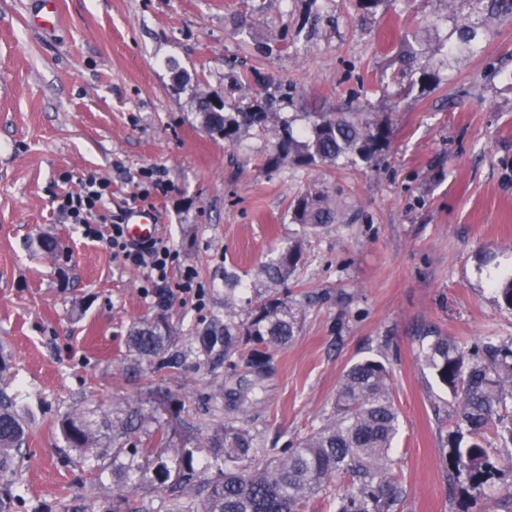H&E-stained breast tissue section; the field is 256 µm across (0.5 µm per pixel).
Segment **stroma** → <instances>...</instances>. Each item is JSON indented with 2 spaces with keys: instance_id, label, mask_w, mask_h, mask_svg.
<instances>
[{
  "instance_id": "35a3bbf8",
  "label": "stroma",
  "mask_w": 512,
  "mask_h": 512,
  "mask_svg": "<svg viewBox=\"0 0 512 512\" xmlns=\"http://www.w3.org/2000/svg\"><path fill=\"white\" fill-rule=\"evenodd\" d=\"M29 0H0V348L7 388L31 434L10 512H107L122 473L102 448L82 464L55 423L76 406L136 404L156 424L141 447L193 450L214 413L244 422L262 446L282 447L329 413L343 372L375 357L390 369L400 412L392 467L405 512H496L512 472L483 490H451L445 417L459 400L417 361L438 331L464 349L512 342V311L495 279L512 271V9L500 0H61L53 36L26 22ZM177 60L188 87L175 89ZM434 84L419 80L420 68ZM231 107L272 96L295 125L309 112L390 118L393 138L370 164L269 167L277 130L237 145L200 125L193 91ZM165 172L155 188L153 170ZM110 182L108 214L156 212L205 293L155 303L142 274L112 255L109 225L69 223L57 209L87 172ZM325 190L336 222L308 230L295 197ZM42 234L58 260L32 250ZM303 239L295 278L278 286L300 329L265 367L223 349L199 350L224 323V274L242 298L237 322L265 294L260 265ZM162 321L185 361L136 367L133 322Z\"/></svg>"
}]
</instances>
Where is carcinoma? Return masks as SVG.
I'll return each instance as SVG.
<instances>
[{"mask_svg":"<svg viewBox=\"0 0 512 512\" xmlns=\"http://www.w3.org/2000/svg\"><path fill=\"white\" fill-rule=\"evenodd\" d=\"M200 124L214 137L236 144L253 128L278 126V140L269 158L273 167L335 163L343 157L370 162L387 147L392 131L388 120L361 123L343 112H309L301 129L273 111L267 97L257 98L243 109L218 111L213 98L193 95ZM329 195L320 190L303 194L294 204L292 219L306 227H320L335 221ZM35 250L52 260L59 257L57 240L48 235L37 239ZM302 258L301 244L282 247L261 269L273 285L295 276ZM498 303L512 310V275L494 282ZM299 312L288 299L270 296L255 310L251 320L241 325L232 322L224 329H212L204 346L224 347V360L242 356L240 337L255 345L249 361L256 367L270 363L273 353L284 348L295 336ZM422 365L439 382L460 396L456 434L468 435V443L455 445L449 466L457 482L473 489L491 486L499 478L497 458L483 446L486 432L512 444V410L499 411L502 400L487 390L493 382L512 394V349L502 361L466 366L467 353L454 341L437 332L420 337ZM128 347L140 364L157 370L177 369L183 362L180 352L171 349L172 339L162 327L135 323L127 339ZM155 422L151 411L141 406L112 414L103 408L73 409L61 419V430L68 447L94 457L93 449L112 433L113 457L123 451V441ZM400 427L388 367L380 360L363 359L344 373L330 415L311 432L285 448H262L256 435L245 424L215 417L203 422L207 458L195 468L193 452L182 457V470L175 482L162 459L155 465L132 458L124 466L125 481L151 485L173 500L170 512H308L307 506L340 481L345 491L337 498L336 512H404V490L390 459ZM28 438V424L15 409L7 390L0 388V474L21 472ZM215 468L219 475L208 477Z\"/></svg>","mask_w":512,"mask_h":512,"instance_id":"1","label":"carcinoma"}]
</instances>
